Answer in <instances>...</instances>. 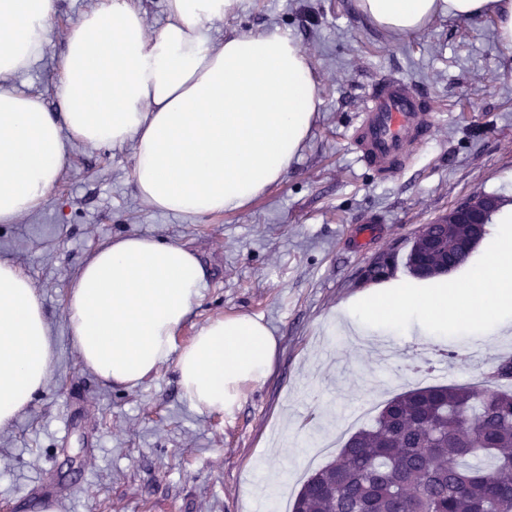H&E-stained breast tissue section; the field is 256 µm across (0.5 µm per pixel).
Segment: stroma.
I'll list each match as a JSON object with an SVG mask.
<instances>
[{
    "mask_svg": "<svg viewBox=\"0 0 512 512\" xmlns=\"http://www.w3.org/2000/svg\"><path fill=\"white\" fill-rule=\"evenodd\" d=\"M355 0H237L214 39L288 32L309 58L321 105L286 175L247 209L188 217L153 210L137 195L132 144L67 145L44 202L0 224V259L16 264L40 297L55 357L44 388L0 428V505L39 512L50 490L68 512H249L258 468L294 502L315 445L349 437L366 401L434 384L486 389L490 366L512 355V331L483 341L361 326L336 309L367 290L360 270L374 255L406 256L413 237L458 201L495 194L512 204V49L491 17L436 16L419 34L370 24ZM104 0H58L42 58L15 80L58 111L56 76L67 35ZM402 77L434 104L435 123L403 173L379 178L352 141L366 92ZM117 234L150 235L195 251L202 295L179 335L239 313L261 318L278 341L271 375L245 388L230 413L198 412L173 364L136 387L85 370L64 316L70 282L93 249ZM449 350L446 374L417 375L433 350Z\"/></svg>",
    "mask_w": 512,
    "mask_h": 512,
    "instance_id": "stroma-1",
    "label": "stroma"
}]
</instances>
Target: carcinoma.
<instances>
[{"label": "carcinoma", "instance_id": "obj_1", "mask_svg": "<svg viewBox=\"0 0 512 512\" xmlns=\"http://www.w3.org/2000/svg\"><path fill=\"white\" fill-rule=\"evenodd\" d=\"M435 231L428 224L412 240L405 267L416 278ZM482 237L456 225L432 257L434 275L466 262L459 243ZM491 378L512 384V355ZM292 512H512V393L435 384L394 396L307 478Z\"/></svg>", "mask_w": 512, "mask_h": 512}]
</instances>
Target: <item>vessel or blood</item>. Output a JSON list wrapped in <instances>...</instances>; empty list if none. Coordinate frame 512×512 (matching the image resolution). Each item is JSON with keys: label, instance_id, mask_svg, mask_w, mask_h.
Wrapping results in <instances>:
<instances>
[{"label": "vessel or blood", "instance_id": "vessel-or-blood-1", "mask_svg": "<svg viewBox=\"0 0 512 512\" xmlns=\"http://www.w3.org/2000/svg\"><path fill=\"white\" fill-rule=\"evenodd\" d=\"M434 122L417 90L387 76L371 87L352 138L364 164L386 178L407 166Z\"/></svg>", "mask_w": 512, "mask_h": 512}]
</instances>
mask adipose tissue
Instances as JSON below:
<instances>
[{"label":"adipose tissue","mask_w":512,"mask_h":512,"mask_svg":"<svg viewBox=\"0 0 512 512\" xmlns=\"http://www.w3.org/2000/svg\"><path fill=\"white\" fill-rule=\"evenodd\" d=\"M237 0H166L147 35L134 0H109L71 28L58 72L62 109L17 91L41 59L56 0H0V224L36 210L67 161L66 144H134L132 182L156 210L211 216L247 208L277 184L321 100L308 58L278 29L215 41ZM375 26L400 35L437 13L496 18L512 47V0H355ZM197 255L177 242L112 237L71 282L64 315L84 369L137 386L173 363L198 411L232 412L246 386L271 374L278 343L249 314L215 318L176 338L201 296ZM54 344L28 277L0 259V428L46 384Z\"/></svg>","instance_id":"1"}]
</instances>
